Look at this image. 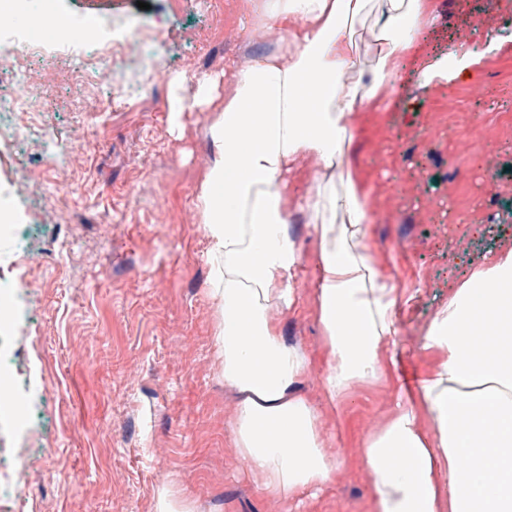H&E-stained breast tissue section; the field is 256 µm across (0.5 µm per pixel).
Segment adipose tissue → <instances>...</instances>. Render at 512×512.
Returning <instances> with one entry per match:
<instances>
[{"label": "adipose tissue", "mask_w": 512, "mask_h": 512, "mask_svg": "<svg viewBox=\"0 0 512 512\" xmlns=\"http://www.w3.org/2000/svg\"><path fill=\"white\" fill-rule=\"evenodd\" d=\"M370 15L377 64L368 81H346L356 67L354 24ZM269 20L283 33L282 50L252 59L225 93L198 200L210 240L215 359L237 398L228 426L258 490L298 501L321 490L341 460L326 455L320 413L299 391L309 359L271 315L297 303L285 176L303 156L321 162L302 208L320 255L324 389L342 401L354 384L384 377L381 351L399 333V291L376 268L367 195L341 165L355 113L380 86L402 85L405 56L436 25L438 9L433 0H384L380 11L375 0H278ZM477 62L454 52L422 61L417 75L425 85L463 81ZM487 318L496 339L477 358L466 338ZM424 346L440 356L438 369L417 396L399 394L392 417L364 443L374 512H512V250L456 290ZM422 411L434 438L417 427Z\"/></svg>", "instance_id": "obj_1"}]
</instances>
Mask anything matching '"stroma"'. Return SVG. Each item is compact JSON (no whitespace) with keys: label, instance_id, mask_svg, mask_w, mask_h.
I'll return each mask as SVG.
<instances>
[{"label":"stroma","instance_id":"35a3bbf8","mask_svg":"<svg viewBox=\"0 0 512 512\" xmlns=\"http://www.w3.org/2000/svg\"><path fill=\"white\" fill-rule=\"evenodd\" d=\"M64 0L77 19L147 28L115 47L108 83L76 85L48 55L25 75L42 112H0V187L17 212L18 251L0 241V279L18 290L28 344L8 351L19 401L44 433L24 449L33 485L0 488V512H155L160 486L194 512H373L366 438L440 359L424 346L439 309L471 274L512 249V25L486 14L502 45L494 68L381 92L354 119L351 163L367 193L377 270L408 296L399 305L401 362L331 404L318 320L319 252L303 214L294 310L278 312L290 344L310 360L302 393L322 413L325 452L342 464L300 503L262 495L227 428L236 409L214 358L210 242L196 189L211 158L209 127L235 71L278 52L258 21L265 0ZM440 21L422 33V59L464 48L483 0H434ZM162 65L167 80L148 73ZM217 81L198 104V80ZM183 109H172L174 101Z\"/></svg>","mask_w":512,"mask_h":512}]
</instances>
